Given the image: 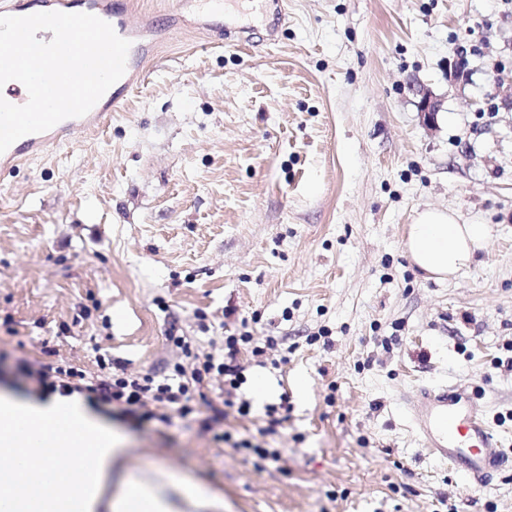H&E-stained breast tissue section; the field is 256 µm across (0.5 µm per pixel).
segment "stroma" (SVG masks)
<instances>
[{
  "label": "stroma",
  "instance_id": "35a3bbf8",
  "mask_svg": "<svg viewBox=\"0 0 512 512\" xmlns=\"http://www.w3.org/2000/svg\"><path fill=\"white\" fill-rule=\"evenodd\" d=\"M138 2L159 26L143 84L79 144L0 174V393L28 399L21 357L145 374L178 362L172 337L203 356L246 333L266 352L244 353L251 410L224 429L279 461L100 415L134 470L202 480L224 512H512V462L464 479L404 407L465 385L512 459V0H240L198 27ZM414 82L442 101L435 129ZM428 206L493 228L450 281L407 252Z\"/></svg>",
  "mask_w": 512,
  "mask_h": 512
}]
</instances>
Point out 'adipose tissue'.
<instances>
[{
    "label": "adipose tissue",
    "instance_id": "obj_1",
    "mask_svg": "<svg viewBox=\"0 0 512 512\" xmlns=\"http://www.w3.org/2000/svg\"><path fill=\"white\" fill-rule=\"evenodd\" d=\"M491 236L480 220L423 209L408 226L406 246L428 277L446 280L470 268ZM38 454L47 471L74 485V493L37 485L28 463ZM110 485L111 512H224L223 496L206 483L126 467L116 434L81 397L55 395L38 403L0 397V512H97Z\"/></svg>",
    "mask_w": 512,
    "mask_h": 512
}]
</instances>
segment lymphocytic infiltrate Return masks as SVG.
<instances>
[{"instance_id": "1", "label": "lymphocytic infiltrate", "mask_w": 512, "mask_h": 512, "mask_svg": "<svg viewBox=\"0 0 512 512\" xmlns=\"http://www.w3.org/2000/svg\"><path fill=\"white\" fill-rule=\"evenodd\" d=\"M249 336H228L221 355L199 356L191 351L182 337L173 340L182 354L170 375L159 379L146 374L128 373L124 364L98 358L99 371L87 375L72 365H45L27 359L18 360L15 383L28 393L46 398L54 394L82 395L88 404L104 414L119 413L134 425L171 424L179 418L196 424L201 434L216 443L229 442L223 429L228 408L247 413L250 404L238 399L237 393L246 381L241 353ZM219 379L224 384L222 404L208 402L202 390L205 378Z\"/></svg>"}]
</instances>
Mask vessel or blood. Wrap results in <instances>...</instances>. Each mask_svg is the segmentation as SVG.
Returning a JSON list of instances; mask_svg holds the SVG:
<instances>
[{"label":"vessel or blood","instance_id":"obj_1","mask_svg":"<svg viewBox=\"0 0 512 512\" xmlns=\"http://www.w3.org/2000/svg\"><path fill=\"white\" fill-rule=\"evenodd\" d=\"M89 13L107 21L130 41L124 76L104 104L84 116L61 121L53 128L28 134L0 154V171L46 154L52 147L75 142L106 124L137 86L149 56L144 42L149 14L136 11L132 0H0V15L27 16L40 12ZM416 431L429 454L458 472L480 480L507 462L501 444L486 425L473 393L459 386L421 388L407 403Z\"/></svg>","mask_w":512,"mask_h":512}]
</instances>
